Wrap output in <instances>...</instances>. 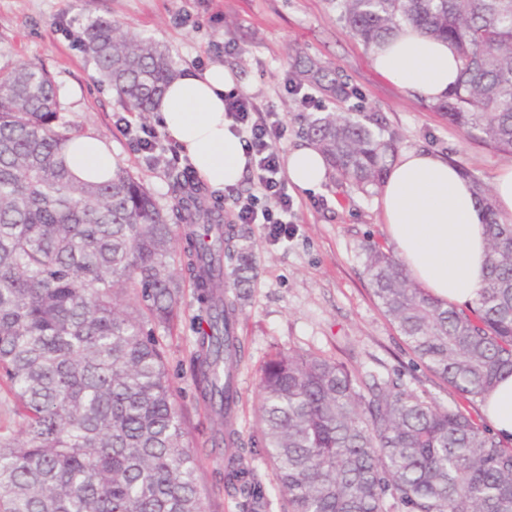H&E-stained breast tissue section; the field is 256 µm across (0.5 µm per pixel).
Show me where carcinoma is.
Returning a JSON list of instances; mask_svg holds the SVG:
<instances>
[{
	"label": "carcinoma",
	"instance_id": "obj_1",
	"mask_svg": "<svg viewBox=\"0 0 512 512\" xmlns=\"http://www.w3.org/2000/svg\"><path fill=\"white\" fill-rule=\"evenodd\" d=\"M336 7L367 47L402 23L447 42L460 75L436 109L512 152V0ZM81 39L98 78L131 112L153 111L176 79L168 48L109 17H89ZM291 79L339 91L310 59H294ZM59 110V88L43 68H0V387L16 420L0 427V512H207L155 329L170 328L181 306V255L206 323L191 379L219 421L214 441L234 446L235 322L251 255L230 254L236 266L224 273L233 225L202 206L184 170L168 169L170 213L119 164L109 179L75 181ZM306 136L340 183L364 194L381 187L396 149L372 117L326 112ZM474 186L489 253L473 304L431 298L393 252L365 248L385 316L420 363L470 401L512 374V222ZM258 386L259 444L288 512H512V449L398 374L279 352ZM224 488L244 498V512L266 507L264 485L239 453L224 462Z\"/></svg>",
	"mask_w": 512,
	"mask_h": 512
}]
</instances>
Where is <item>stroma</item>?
Returning <instances> with one entry per match:
<instances>
[{
    "label": "stroma",
    "instance_id": "stroma-1",
    "mask_svg": "<svg viewBox=\"0 0 512 512\" xmlns=\"http://www.w3.org/2000/svg\"><path fill=\"white\" fill-rule=\"evenodd\" d=\"M112 17L167 46L179 72L223 64L238 78L237 89L285 117L280 155L306 142L317 112L378 118L396 134L398 150L419 149L462 162L485 186L512 154L468 139L438 114L432 102L382 78L371 66L369 47L340 18L336 0H0V67L34 64L61 90L59 125L69 133L93 132L111 143L117 162L131 170L164 208L174 199L166 170L187 168L174 146L158 136V148L137 151L120 123L127 109L100 83L92 63L73 42L88 17ZM237 46L226 55L225 42ZM297 53L328 68L344 93H318L319 108L302 110L287 93V57ZM295 224L287 237L271 238L263 224L236 227L253 252L254 269L237 313L243 358L236 374L240 399L233 425L250 467L269 479L271 467L257 451L259 372L276 352L312 351L348 368L400 374L405 386L444 406H461L480 418L479 406L461 401L448 385L417 363L412 351L374 301L365 273L367 242L387 244L378 194L365 195L329 179L319 191H293ZM198 304L191 282L172 329L158 330L166 352L175 400L187 413L189 443L200 462L199 481L208 512H243V500L224 490L228 448L213 447L216 426L199 401L190 376Z\"/></svg>",
    "mask_w": 512,
    "mask_h": 512
}]
</instances>
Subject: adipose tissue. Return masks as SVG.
Returning <instances> with one entry per match:
<instances>
[{"label": "adipose tissue", "mask_w": 512, "mask_h": 512, "mask_svg": "<svg viewBox=\"0 0 512 512\" xmlns=\"http://www.w3.org/2000/svg\"><path fill=\"white\" fill-rule=\"evenodd\" d=\"M374 70L396 86L430 102L444 99L459 79V62L447 43L404 24L373 47ZM237 82L231 70L212 64L172 82L155 105L165 135L187 157L211 188L237 184L246 169L243 143L224 112V96ZM66 162L79 180L108 176L115 158L97 135H73ZM291 186L320 190L329 179L327 163L315 144L286 156ZM386 235L414 280L432 297L463 306L478 297L487 260L485 215L471 182L440 155L406 150L390 165L380 188ZM484 422L503 445H512V374L479 398Z\"/></svg>", "instance_id": "1"}]
</instances>
